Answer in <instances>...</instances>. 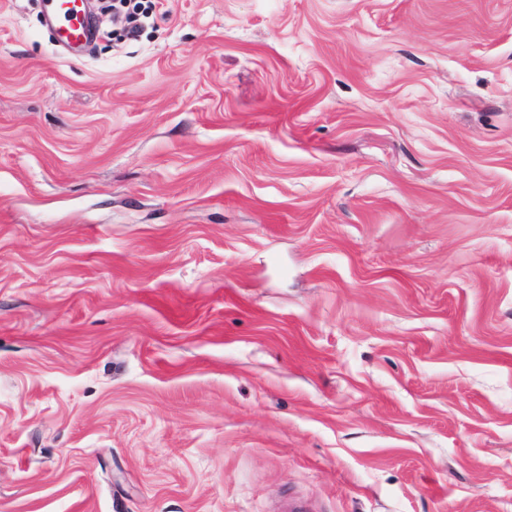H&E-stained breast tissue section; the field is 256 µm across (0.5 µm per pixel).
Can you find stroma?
Wrapping results in <instances>:
<instances>
[{"mask_svg": "<svg viewBox=\"0 0 512 512\" xmlns=\"http://www.w3.org/2000/svg\"><path fill=\"white\" fill-rule=\"evenodd\" d=\"M0 0V512H512V0ZM49 20L55 25L59 42L70 49L87 47L95 31L86 22L82 0H50Z\"/></svg>", "mask_w": 512, "mask_h": 512, "instance_id": "obj_1", "label": "stroma"}]
</instances>
